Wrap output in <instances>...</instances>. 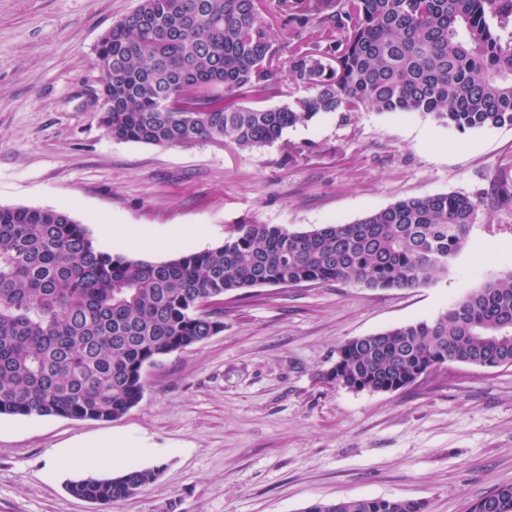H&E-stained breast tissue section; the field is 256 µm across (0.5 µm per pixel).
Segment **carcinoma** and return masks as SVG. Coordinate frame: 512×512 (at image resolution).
Returning <instances> with one entry per match:
<instances>
[{"label": "carcinoma", "instance_id": "carcinoma-1", "mask_svg": "<svg viewBox=\"0 0 512 512\" xmlns=\"http://www.w3.org/2000/svg\"><path fill=\"white\" fill-rule=\"evenodd\" d=\"M275 16L295 40L287 52L271 41L259 0H139L96 46L108 133L252 150L329 112H420L459 131L512 126V0H275ZM284 86L305 95L240 102ZM477 211L464 194H425L302 232L238 224L213 249L149 261L99 249L63 212L0 207V415L117 420L140 403L146 366L223 330L203 305L259 285H431L465 247ZM336 354L326 379L354 392L401 390L448 362L512 366V272L432 320L352 338ZM159 473L132 466L68 491L110 507ZM416 508L344 499L307 512ZM468 512H512V485Z\"/></svg>", "mask_w": 512, "mask_h": 512}]
</instances>
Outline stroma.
I'll use <instances>...</instances> for the list:
<instances>
[{
    "mask_svg": "<svg viewBox=\"0 0 512 512\" xmlns=\"http://www.w3.org/2000/svg\"><path fill=\"white\" fill-rule=\"evenodd\" d=\"M139 0H0V207L50 208L99 248L164 261L221 245L241 221L307 231L398 200L459 193L479 203L447 276L410 289L256 286L224 298V329L144 371L122 418L0 415V512H102L67 485L73 443L129 445L160 468L109 512H305L384 498L465 512L512 484V367L450 363L412 387L352 392L324 382L345 341L436 318L512 271V127H445L419 113H321L251 151L200 141L112 139L94 48ZM302 148L289 160V145ZM128 224L179 246L101 239Z\"/></svg>",
    "mask_w": 512,
    "mask_h": 512,
    "instance_id": "35a3bbf8",
    "label": "stroma"
}]
</instances>
